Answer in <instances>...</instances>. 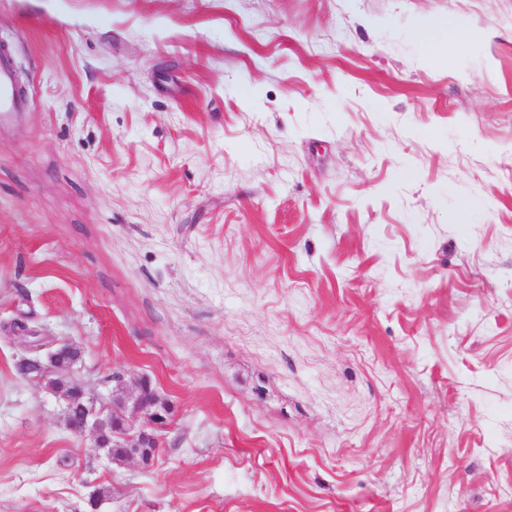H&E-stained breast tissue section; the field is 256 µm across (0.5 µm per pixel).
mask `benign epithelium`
I'll list each match as a JSON object with an SVG mask.
<instances>
[{"instance_id": "7a95c632", "label": "benign epithelium", "mask_w": 512, "mask_h": 512, "mask_svg": "<svg viewBox=\"0 0 512 512\" xmlns=\"http://www.w3.org/2000/svg\"><path fill=\"white\" fill-rule=\"evenodd\" d=\"M79 357L77 346L62 339L54 342L47 360L28 355L20 358L17 365L27 376L47 379L49 392L64 401L67 408L82 410V418L78 422L73 421L71 415H66V427L77 435L87 432L94 435L97 446L106 450L108 461L118 465L131 460L150 464L159 451L157 439L150 429L164 424V417L157 410L161 400L150 380L140 378L136 390L130 392L126 389L123 375H112L115 401L106 411L98 409L85 399L79 384L61 375L63 371H70Z\"/></svg>"}]
</instances>
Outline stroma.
Returning <instances> with one entry per match:
<instances>
[{"label": "stroma", "mask_w": 512, "mask_h": 512, "mask_svg": "<svg viewBox=\"0 0 512 512\" xmlns=\"http://www.w3.org/2000/svg\"><path fill=\"white\" fill-rule=\"evenodd\" d=\"M0 44V512H512V0H0ZM20 321L96 405L151 379L154 466ZM468 31L460 26L448 24V19L437 29L418 33V39L432 50L448 51V46L466 39ZM26 105V99L17 90L11 58L0 54V128L15 124ZM55 348L47 354L44 363L40 356H24L17 362L20 370L26 375H34L47 379V389L56 398L67 404L66 427L72 433L83 435L87 432L95 436L97 446L106 450V457L112 464L122 465L136 460L144 465L150 464L157 455L159 448L156 437L149 429L164 424V417L157 407L161 400L147 377L137 382L134 392L126 389L124 377L112 374V407L104 414L102 408L85 399L84 392L75 381L60 375L69 372L80 357L77 346L66 339L54 342ZM82 410V418L74 422L70 409ZM115 448H122L117 452Z\"/></svg>", "instance_id": "stroma-1"}]
</instances>
